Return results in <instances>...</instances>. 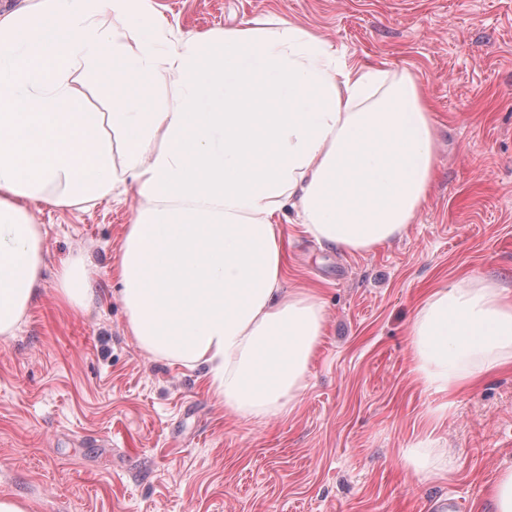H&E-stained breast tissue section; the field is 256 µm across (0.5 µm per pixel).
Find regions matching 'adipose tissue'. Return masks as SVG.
<instances>
[{
    "label": "adipose tissue",
    "instance_id": "obj_1",
    "mask_svg": "<svg viewBox=\"0 0 512 512\" xmlns=\"http://www.w3.org/2000/svg\"><path fill=\"white\" fill-rule=\"evenodd\" d=\"M104 44L112 109L87 112L78 82ZM436 150L412 75L342 61L290 20L185 36L153 0H23L0 13V337L41 278L30 202L131 189L119 262L131 335L202 369L236 413H281L307 387L324 309L283 288L280 222L293 213L317 241L373 249L415 219ZM410 347L427 387L459 391L512 366V300L491 284L434 289Z\"/></svg>",
    "mask_w": 512,
    "mask_h": 512
}]
</instances>
